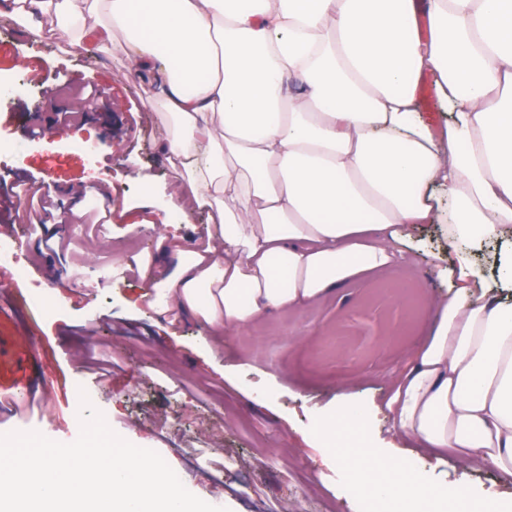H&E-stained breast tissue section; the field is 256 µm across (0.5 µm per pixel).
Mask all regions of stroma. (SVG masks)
Masks as SVG:
<instances>
[{
    "mask_svg": "<svg viewBox=\"0 0 512 512\" xmlns=\"http://www.w3.org/2000/svg\"><path fill=\"white\" fill-rule=\"evenodd\" d=\"M122 35L106 48L73 49L38 40L0 15V188L39 189L50 203L47 244L34 247L39 202L0 210V225L25 240L19 290L0 293V433L37 428L69 443L79 434V392L132 444L155 450L184 486L228 512H362L347 468L358 449L326 447L316 425L342 408L360 410L372 435L394 439L386 408L410 352L436 324L447 298L439 276L452 265L438 225L420 224L401 243L399 263L355 277L320 301L259 319L211 341L190 315L160 309V285L130 272L91 286L104 263H137L161 236L185 251L207 240L209 213L183 217L171 203L175 174L159 149L162 129L142 102L151 96L126 68ZM65 133H55L60 121ZM90 140L95 160L77 148ZM96 200L93 220L74 215L63 188ZM415 282L425 311L409 323L397 291ZM57 299L55 311L33 304L35 292ZM118 352L122 367L103 378L73 364L95 343ZM400 460L417 465L434 487L462 485L487 498L503 492L490 463L463 464L407 439Z\"/></svg>",
    "mask_w": 512,
    "mask_h": 512,
    "instance_id": "1",
    "label": "stroma"
}]
</instances>
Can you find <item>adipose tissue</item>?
I'll list each match as a JSON object with an SVG mask.
<instances>
[{"label":"adipose tissue","instance_id":"obj_1","mask_svg":"<svg viewBox=\"0 0 512 512\" xmlns=\"http://www.w3.org/2000/svg\"><path fill=\"white\" fill-rule=\"evenodd\" d=\"M0 0L70 47L122 31L153 86L184 215L208 209L204 248L164 280L174 310L215 330L322 298L390 265L403 229L442 225L454 293L412 350L387 408L397 435L489 462L512 480V0ZM427 20V36L418 32ZM434 77L451 114L423 117ZM499 244L495 278L474 251ZM358 489L397 512H487L471 494L379 464ZM418 97L425 118L434 125H442L449 118L448 112L439 101L435 84L431 78L425 77L420 80Z\"/></svg>","mask_w":512,"mask_h":512}]
</instances>
